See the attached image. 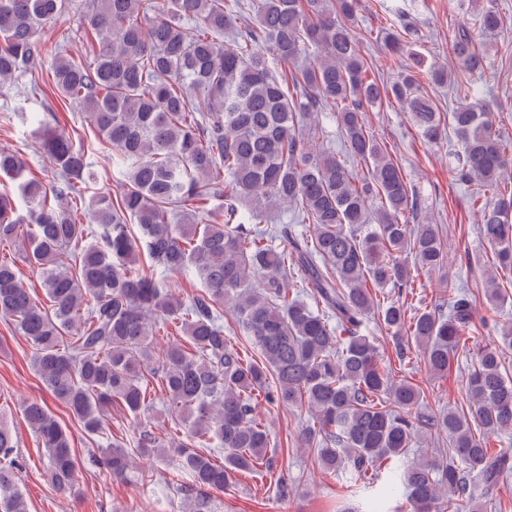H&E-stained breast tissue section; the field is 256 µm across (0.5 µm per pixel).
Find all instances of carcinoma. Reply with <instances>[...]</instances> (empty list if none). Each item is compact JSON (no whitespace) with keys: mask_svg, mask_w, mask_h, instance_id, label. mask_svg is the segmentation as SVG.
Listing matches in <instances>:
<instances>
[{"mask_svg":"<svg viewBox=\"0 0 512 512\" xmlns=\"http://www.w3.org/2000/svg\"><path fill=\"white\" fill-rule=\"evenodd\" d=\"M68 7L69 0H0V82L25 78L26 98H35L50 67L58 94L84 112L112 146V163L127 171L119 200L101 194L89 204L98 231L86 241V225L64 206L78 183L95 179L84 151L46 117L18 113L37 124L55 181L21 184L26 219L0 193V247L22 250L39 269L47 304L3 256L0 318L32 345V367L50 395L96 434L114 405L145 413L148 377L160 374L182 435L164 443L145 432L138 453L176 457L190 483L173 489L194 512H212L211 494L264 460L261 396L309 414L301 439L323 470L355 480L384 472V492L404 494L413 512H456L493 496L512 473V450L489 448L490 439L512 435V375L500 357L512 348V322L499 325L496 307L482 318L499 336L476 350L467 410L438 415H411L419 389L396 378L374 342L357 334L374 315L400 357L414 345L432 373L446 375L477 331L468 293L453 284L443 285L448 310L410 313L402 256L431 269L447 245L438 225L411 223L416 203L404 172L364 122V112L385 102L407 108L429 141L452 130L461 145L451 153L456 174L478 186L477 232L512 273V141L497 132L493 113L467 103L487 45L459 24L448 45L452 67L429 66L433 83L452 84L456 107L444 115L417 93L414 75L389 86L369 75L350 27L357 0H90L74 34L51 44L44 30ZM245 12L255 25L224 44ZM499 27L497 11L481 13L482 34ZM74 35L89 46L84 59L65 54ZM279 62L296 67L291 78L276 76ZM322 110L336 114L340 158L317 149L313 122ZM356 162L367 174L352 170ZM24 170L15 151L0 148V178ZM212 196L224 198L223 209L203 207ZM288 208L308 232L259 227L269 211ZM70 251L74 265L66 267L61 258ZM144 252L156 267L194 273L201 293L185 303L161 287L139 265ZM387 288L398 297L378 299ZM222 308L257 358L229 344ZM169 319L187 344L155 358L153 336ZM340 328L350 332L344 343ZM24 417L45 448L50 483L75 492L81 463L66 430L43 400L28 402ZM432 435L448 436L450 451L421 447ZM211 439L224 449L219 464L194 451ZM414 447L418 458L409 462ZM16 448L1 419L0 512H28ZM88 464L121 479L131 459L111 444Z\"/></svg>","mask_w":512,"mask_h":512,"instance_id":"cac0c4a2","label":"carcinoma"}]
</instances>
